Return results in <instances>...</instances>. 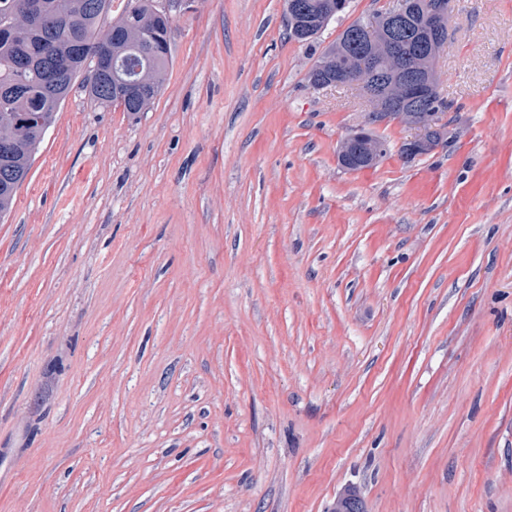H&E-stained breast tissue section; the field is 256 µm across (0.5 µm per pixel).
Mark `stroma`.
Returning <instances> with one entry per match:
<instances>
[{
  "label": "stroma",
  "mask_w": 512,
  "mask_h": 512,
  "mask_svg": "<svg viewBox=\"0 0 512 512\" xmlns=\"http://www.w3.org/2000/svg\"><path fill=\"white\" fill-rule=\"evenodd\" d=\"M285 0H170L164 90L75 80L0 219V512H512V0H456L448 141L343 169ZM351 486V485H348ZM346 486L336 495V499L331 505L330 512H368L366 500L352 489Z\"/></svg>",
  "instance_id": "1"
}]
</instances>
